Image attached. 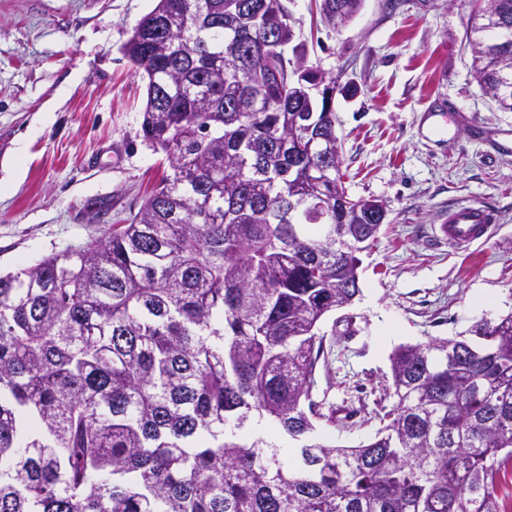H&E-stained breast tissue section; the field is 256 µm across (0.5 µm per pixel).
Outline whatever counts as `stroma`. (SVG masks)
Segmentation results:
<instances>
[{
	"mask_svg": "<svg viewBox=\"0 0 512 512\" xmlns=\"http://www.w3.org/2000/svg\"><path fill=\"white\" fill-rule=\"evenodd\" d=\"M156 0H0V274L124 224L171 170L142 133L146 83L122 45ZM473 0H364L328 28L314 0L289 9L307 62L335 79L333 110L352 198L387 217L361 253V293L321 326L313 396L335 410L321 433L355 446L392 406L389 356L512 312V112L473 77ZM473 116L441 135L447 114ZM497 210L470 252L440 226L453 203Z\"/></svg>",
	"mask_w": 512,
	"mask_h": 512,
	"instance_id": "stroma-1",
	"label": "stroma"
}]
</instances>
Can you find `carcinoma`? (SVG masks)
<instances>
[{
  "label": "carcinoma",
  "instance_id": "cac0c4a2",
  "mask_svg": "<svg viewBox=\"0 0 512 512\" xmlns=\"http://www.w3.org/2000/svg\"><path fill=\"white\" fill-rule=\"evenodd\" d=\"M340 2L321 0L324 23ZM474 79L512 112V0H475ZM287 0H158L122 53L165 177L127 224L0 276V512H507L512 313L390 355L365 444L313 436L319 323L380 224L295 140L336 141ZM357 229L354 246L328 242ZM264 421L269 431L256 432ZM283 434L302 442L284 463Z\"/></svg>",
  "mask_w": 512,
  "mask_h": 512
}]
</instances>
